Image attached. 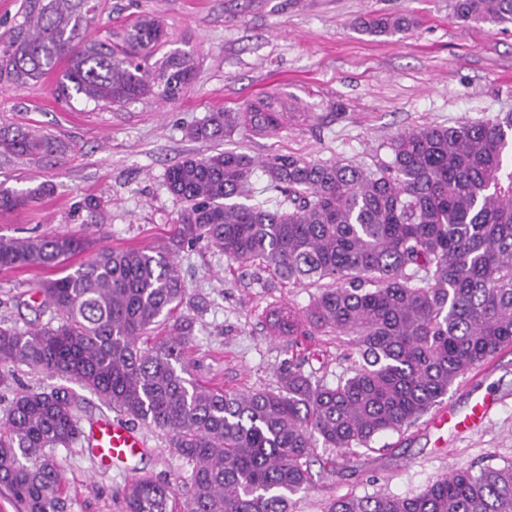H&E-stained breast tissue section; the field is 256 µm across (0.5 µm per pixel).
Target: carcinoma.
<instances>
[{
  "label": "carcinoma",
  "mask_w": 512,
  "mask_h": 512,
  "mask_svg": "<svg viewBox=\"0 0 512 512\" xmlns=\"http://www.w3.org/2000/svg\"><path fill=\"white\" fill-rule=\"evenodd\" d=\"M94 10L92 0H24L23 21L0 37V84L37 81L65 58L56 93L68 100L123 106L187 94L191 54L157 56L166 42L160 20L140 16L111 46L82 37ZM453 12L491 29L512 25V0H454ZM413 24L385 14L361 26L393 36ZM287 120L264 95L208 113L187 136H274ZM385 147L389 160L373 167L234 149L187 156L165 172L167 189L186 204L172 234L157 245L102 246L76 268L66 262L90 248L86 239L0 237V270H58L40 284L29 327L0 325V385L24 364L167 432L191 474L181 487L135 478L122 490L125 512H290L292 496L312 481L315 442L367 448L417 422L459 377L512 346V112L405 129ZM55 150L48 136L0 127V153ZM258 169L264 191L281 199H254ZM50 192L47 183L0 186V213ZM201 241L241 267L318 286L304 314L275 311L271 327L294 340L348 337L353 375L327 386L291 357L274 387L218 389L191 378L194 318L179 312L187 286L177 257ZM48 309L53 321L42 324ZM162 325L167 335L142 342ZM79 436L67 388L12 399L0 422V487L21 512H66L54 449ZM328 512H512V465L457 469L411 497H338Z\"/></svg>",
  "instance_id": "carcinoma-1"
}]
</instances>
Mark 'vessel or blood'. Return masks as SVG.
Segmentation results:
<instances>
[{
    "mask_svg": "<svg viewBox=\"0 0 512 512\" xmlns=\"http://www.w3.org/2000/svg\"><path fill=\"white\" fill-rule=\"evenodd\" d=\"M499 401L490 394L478 397L465 416H457L453 408L440 406L434 413L432 424L436 427L449 426L463 432L487 425ZM84 441L91 449L100 468L123 470L141 456L147 446L144 435L125 419L104 416L90 423L83 433Z\"/></svg>",
    "mask_w": 512,
    "mask_h": 512,
    "instance_id": "b4317fda",
    "label": "vessel or blood"
}]
</instances>
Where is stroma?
Masks as SVG:
<instances>
[{"instance_id": "35a3bbf8", "label": "stroma", "mask_w": 512, "mask_h": 512, "mask_svg": "<svg viewBox=\"0 0 512 512\" xmlns=\"http://www.w3.org/2000/svg\"><path fill=\"white\" fill-rule=\"evenodd\" d=\"M452 0H96L88 37L115 44L127 24L153 14L167 32L164 52L193 54L191 91L173 104L154 100L104 107L55 93L48 75L25 86L0 85V126L21 125L54 139L51 155L28 160L0 155V183L22 189L45 182L50 195L0 213V235L65 232L114 248L168 236L182 205L168 191L167 167L193 154L216 151L186 130L208 112L233 108L265 94L286 108L275 137L234 135L228 148L261 157L297 153L329 162L370 165L387 159L396 132L429 124L487 120L512 110V27L493 31L455 18ZM385 12L417 18L392 37L358 31L359 19ZM188 298L205 307L193 328L194 373L217 387L274 385L280 362L295 356L304 369L333 386L350 375L343 336H314L292 346L274 335L268 314L303 313L317 289L279 283L255 269L236 267L199 243L181 252ZM50 273L35 267L0 270V323L25 327L34 314L22 297ZM486 378H460L445 397L466 412L482 393L499 397L492 422L481 429L439 436L428 418L380 435L371 447L339 453L316 446L312 483L294 496L292 512H327L337 497L386 494L409 497L457 468L512 463V347L500 351ZM17 385L68 388L80 427L115 410L80 384L19 366ZM148 446L133 473L98 471L84 441L56 449L60 492L67 512H124L121 496L131 475L170 482L192 465L171 454L168 435L143 426Z\"/></svg>"}]
</instances>
